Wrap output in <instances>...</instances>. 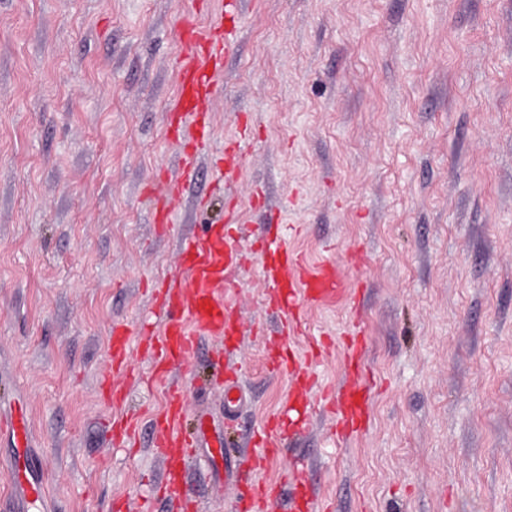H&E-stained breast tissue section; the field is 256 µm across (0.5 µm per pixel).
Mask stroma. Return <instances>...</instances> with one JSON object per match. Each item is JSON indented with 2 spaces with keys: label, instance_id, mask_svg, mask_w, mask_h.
Instances as JSON below:
<instances>
[{
  "label": "stroma",
  "instance_id": "1",
  "mask_svg": "<svg viewBox=\"0 0 512 512\" xmlns=\"http://www.w3.org/2000/svg\"><path fill=\"white\" fill-rule=\"evenodd\" d=\"M188 13L219 17L214 0H0V398L27 412L55 512H172L152 451L165 394L140 382L150 356L136 351L125 381L133 447H113L100 381L113 325L153 320L181 238L230 194L248 238L287 232L310 265L368 254L345 271L374 387L366 431L342 448L318 410L265 467L235 454L223 469L246 486L303 462L333 512H512V0H245L190 180L166 111ZM242 131L227 193L210 169ZM257 187L285 224L255 208ZM262 292L248 270L238 311L272 328ZM294 321L295 359L325 349L316 402L343 374L349 311L305 304ZM219 347L200 343L187 430L203 411L224 423ZM233 359L239 433L262 434L300 391L261 336ZM223 483L200 462L184 477L203 512H227Z\"/></svg>",
  "mask_w": 512,
  "mask_h": 512
}]
</instances>
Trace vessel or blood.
<instances>
[{"label": "vessel or blood", "instance_id": "obj_1", "mask_svg": "<svg viewBox=\"0 0 512 512\" xmlns=\"http://www.w3.org/2000/svg\"><path fill=\"white\" fill-rule=\"evenodd\" d=\"M239 4L240 0H226L224 13L230 20L226 27L219 23L202 26L189 18L182 21L186 36L177 59L179 85L168 110L188 143L182 158L183 174L188 178L197 173L194 145L206 142L210 135L205 106L219 90L224 51L234 39L241 19ZM248 150L249 144L245 141L226 147L224 167L214 172L216 180H223L226 172L238 168ZM225 219V224L235 223L234 209H227ZM225 224H207L202 235L182 239L177 272L155 292L159 328L141 333V341L152 359L147 382L166 391L164 412L154 427V445L166 467L164 496L174 512H190L192 506L182 487L186 461L201 455L209 463H216L224 441L219 436L207 439L202 431L195 435L183 433L184 390L171 385L170 379L174 370L189 369L201 337L226 340L243 331L235 294L246 269L260 267L266 302L283 320L302 302L326 303L349 296L350 321L343 343L345 373L327 395V409L337 425L331 435L333 444H343L359 435L368 422V396L373 384L367 368L361 300L358 295L349 294L348 282L339 265L328 261L310 267L301 254L289 248L288 236L284 233L265 238L262 253L246 251L241 235L226 234ZM110 349L113 374H124L131 356L130 334L125 326H114ZM220 388L224 394V417L233 419L246 401L243 387L233 375L224 379ZM311 424L312 419L307 414L294 427L289 426L287 417L275 418L267 425L266 437L261 443L264 455L275 454L278 439L303 435ZM109 428L113 441L125 444L137 438L136 421L132 417L115 418ZM3 439L8 442L10 454L7 460H0V471L7 475L10 491L6 498L0 499V512H53L47 494L49 474L34 451L23 415L17 414L12 406L0 405V440ZM286 481L292 488L288 512H315L317 505L307 493V472L293 469ZM279 499L276 485L251 488L248 512H269L271 504Z\"/></svg>", "mask_w": 512, "mask_h": 512}]
</instances>
